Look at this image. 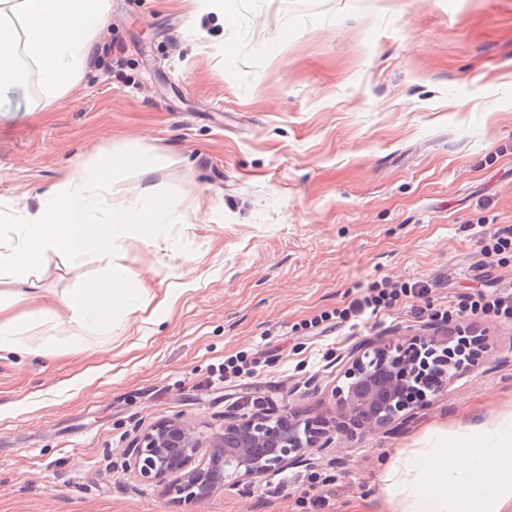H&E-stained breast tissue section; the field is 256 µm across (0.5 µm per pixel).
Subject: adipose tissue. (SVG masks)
<instances>
[{"label": "adipose tissue", "mask_w": 512, "mask_h": 512, "mask_svg": "<svg viewBox=\"0 0 512 512\" xmlns=\"http://www.w3.org/2000/svg\"><path fill=\"white\" fill-rule=\"evenodd\" d=\"M107 12L108 0H0V90L34 74L44 105L60 99L86 72ZM128 158L125 152L101 155L37 198L6 202L9 232L0 242V274L10 290L0 304V357H54L57 311L68 320V335L80 341L111 332L116 322L144 310L149 291L144 281H132L123 262L125 243L144 225L177 218L157 195L148 165L133 200L113 207L110 175ZM53 255L67 257L75 268L98 263L102 276L58 297L54 311L23 312L35 266ZM14 304L20 313H11ZM37 323L45 330L35 338L30 331ZM380 481L392 512H512V412L453 434L435 430L402 450Z\"/></svg>", "instance_id": "1"}]
</instances>
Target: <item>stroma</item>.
Returning <instances> with one entry per match:
<instances>
[{
    "label": "stroma",
    "mask_w": 512,
    "mask_h": 512,
    "mask_svg": "<svg viewBox=\"0 0 512 512\" xmlns=\"http://www.w3.org/2000/svg\"><path fill=\"white\" fill-rule=\"evenodd\" d=\"M222 2L202 17L198 0H110L68 94L39 112L37 80L0 94V201L134 146L113 206L144 159L180 217L124 249L154 296L136 322L81 352L59 340L52 360L0 358V512H391L379 476L398 451L512 410V320L460 317L478 365L407 425L337 437L344 463L317 454L182 506L126 470L121 448L164 418L333 416L353 348L413 339L457 294L512 289V261L484 265L474 231L512 225V0ZM98 274L51 257L27 307ZM381 279L436 281L426 316L295 331ZM240 351L259 376L211 387Z\"/></svg>",
    "instance_id": "35a3bbf8"
}]
</instances>
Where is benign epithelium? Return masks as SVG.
I'll return each instance as SVG.
<instances>
[{
    "mask_svg": "<svg viewBox=\"0 0 512 512\" xmlns=\"http://www.w3.org/2000/svg\"><path fill=\"white\" fill-rule=\"evenodd\" d=\"M427 333L408 346L389 344L349 352L341 384L332 390L337 418L306 420L282 409L224 419L206 432L181 417L137 432L121 455L128 471L164 485L178 504L212 497L226 484L250 488L276 469L307 464L335 449L336 436L354 429L387 432L408 422L465 367L470 348Z\"/></svg>",
    "mask_w": 512,
    "mask_h": 512,
    "instance_id": "1",
    "label": "benign epithelium"
}]
</instances>
